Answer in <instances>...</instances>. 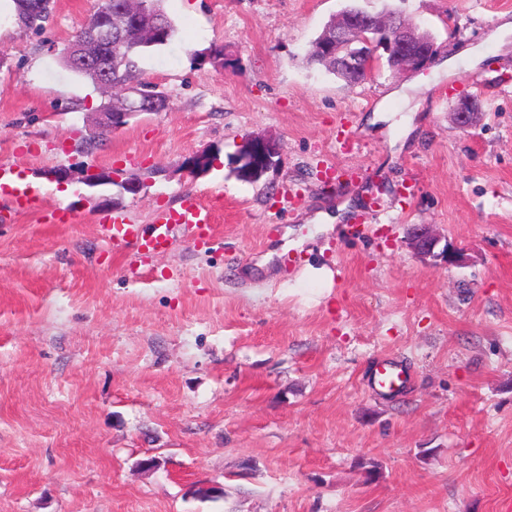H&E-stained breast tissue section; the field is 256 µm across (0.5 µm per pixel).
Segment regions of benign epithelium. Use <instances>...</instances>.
<instances>
[{"label": "benign epithelium", "mask_w": 512, "mask_h": 512, "mask_svg": "<svg viewBox=\"0 0 512 512\" xmlns=\"http://www.w3.org/2000/svg\"><path fill=\"white\" fill-rule=\"evenodd\" d=\"M148 9L144 0H123L116 11L107 6L103 20L88 28L78 39L70 42L64 52V64L76 73H88L96 86L102 90L116 88L112 71L121 62L123 31L133 24H139ZM377 39V49L383 50L390 69L396 73H416L427 68L436 55L435 43L422 37L419 24L395 15L381 18L370 12L354 9L342 12L337 18L335 29L322 43L324 57L336 66V71L356 74L365 71V52L362 44L367 42V34ZM168 101L155 94H147L138 89L125 87L119 102L110 103L98 112V125L119 130L129 121L143 113L162 111ZM480 104L475 98L463 101L454 119L458 127L465 129L473 124ZM278 144L260 136L248 137L241 146L237 162L240 172L250 175L255 171L267 172L275 165ZM213 158L208 154H192L185 159L183 168L193 177L199 171L211 167ZM83 183L99 187L110 185L118 188L120 194H138L142 185L135 180L116 181L113 177L104 178L99 172L86 169ZM441 237L431 224H417L408 238L409 248L418 256L430 258L443 264H457L463 254L450 243L440 245Z\"/></svg>", "instance_id": "1"}]
</instances>
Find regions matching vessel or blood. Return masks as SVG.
Wrapping results in <instances>:
<instances>
[{
	"label": "vessel or blood",
	"mask_w": 512,
	"mask_h": 512,
	"mask_svg": "<svg viewBox=\"0 0 512 512\" xmlns=\"http://www.w3.org/2000/svg\"><path fill=\"white\" fill-rule=\"evenodd\" d=\"M102 230L110 241L134 247L137 254L146 256L165 250L175 227L187 229L193 236L203 239L213 228L214 217L210 207L196 194H186L179 210L155 213L150 227L130 224L118 216L104 215ZM407 382L405 372L390 362L377 364L373 386L380 392L395 393Z\"/></svg>",
	"instance_id": "vessel-or-blood-1"
}]
</instances>
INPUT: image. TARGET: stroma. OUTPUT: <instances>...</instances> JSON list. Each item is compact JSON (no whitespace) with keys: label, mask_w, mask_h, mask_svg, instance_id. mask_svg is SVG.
<instances>
[{"label":"stroma","mask_w":512,"mask_h":512,"mask_svg":"<svg viewBox=\"0 0 512 512\" xmlns=\"http://www.w3.org/2000/svg\"><path fill=\"white\" fill-rule=\"evenodd\" d=\"M91 3L35 33L0 0V172L39 195L0 191V512H512V48L491 37L512 0H359L437 54L354 85L306 63L350 0H163L175 37L139 67L168 107L116 131L60 58ZM250 136L279 145L256 183L235 171ZM195 153L214 163L192 178ZM86 166L142 182L129 223L196 193L212 234L138 261L102 235L99 189L53 176ZM416 224L462 262L414 254ZM382 360L402 394L373 391Z\"/></svg>","instance_id":"1"}]
</instances>
